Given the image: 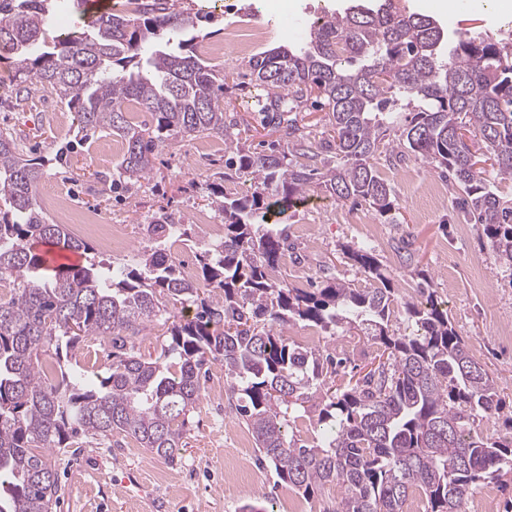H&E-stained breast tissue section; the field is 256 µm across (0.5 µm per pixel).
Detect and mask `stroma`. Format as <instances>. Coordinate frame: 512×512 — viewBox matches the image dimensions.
<instances>
[{
  "mask_svg": "<svg viewBox=\"0 0 512 512\" xmlns=\"http://www.w3.org/2000/svg\"><path fill=\"white\" fill-rule=\"evenodd\" d=\"M349 0H180L182 9H205L198 28L206 41L220 42L225 29L263 27L266 44L298 48L304 45L311 22L345 7ZM411 10L432 17L449 35H486L512 42V0L504 7L485 0H404ZM222 69L224 110L234 115L241 148L257 151L276 140L264 128L261 115L243 108L253 90L248 55L226 48L215 59ZM0 131L16 133L27 159H38L44 175L36 193H59L74 205L96 213L99 223L126 228L132 251L153 246L146 232L155 216L167 214L174 223L192 227L184 246L172 248L175 260L197 261L205 246L198 214H210L207 183L220 184L227 195L249 188L245 173L224 168L223 139L197 136L160 145L154 168L144 180L113 191L112 175L120 160L110 150L116 135L80 130L74 112L41 85L30 87L19 101V76L11 61L0 60ZM398 201L393 220L381 217L368 204L339 201L321 186H311L307 202L282 218L294 245L273 271L292 288L316 287L320 269L362 288L369 280L343 253L344 247L374 248L378 260L400 295L410 297L422 276H430L437 299L468 344L475 359L497 381L500 397L512 410V268L499 263L482 225L465 218L455 193L435 202L426 195L441 174L414 156L382 168ZM313 335L321 349L342 351L345 367L339 382L363 375L378 363L381 345L361 330L345 325L329 334L299 322L288 329L290 341ZM226 399H202L190 418L175 461L152 455L130 438L115 437L84 444L58 466L61 499L55 512H240L254 504L266 512H288L281 498L286 486L273 469L259 465L255 452L244 459L248 476L229 478L226 462L247 427L226 413Z\"/></svg>",
  "mask_w": 512,
  "mask_h": 512,
  "instance_id": "1",
  "label": "stroma"
}]
</instances>
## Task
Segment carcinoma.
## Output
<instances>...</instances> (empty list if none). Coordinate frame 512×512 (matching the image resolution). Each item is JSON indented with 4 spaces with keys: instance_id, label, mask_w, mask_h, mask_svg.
I'll use <instances>...</instances> for the list:
<instances>
[{
    "instance_id": "obj_1",
    "label": "carcinoma",
    "mask_w": 512,
    "mask_h": 512,
    "mask_svg": "<svg viewBox=\"0 0 512 512\" xmlns=\"http://www.w3.org/2000/svg\"><path fill=\"white\" fill-rule=\"evenodd\" d=\"M51 8V0H0V59L54 92L81 130L123 140L112 185L146 178L168 140L212 135L233 145L224 71L195 51L200 15L152 0L131 19L100 15L77 34L50 39ZM446 46L435 20L385 0L330 14L298 50L253 55L254 106L285 143L271 142L266 153L237 147L224 160L252 184L232 198L212 192L224 241L200 257L195 281L181 277L162 247L188 228L164 215L147 225L160 244L131 264L110 273L94 264L49 268L34 243L78 253L91 246L47 221L36 201L42 164L22 158L14 134L0 131V512H52L60 487L50 457L85 438L130 437L174 461L207 365L217 360L230 412L251 430L259 464L307 498L336 488V512H404L416 491L429 512H466L481 484L512 472V437L474 429L479 417L512 425V414L434 301L429 278L418 283V298H399L366 245L349 256L371 288L330 278L304 291L269 276L291 249L269 221L303 203L314 182L393 219L396 197L378 164L407 151L461 192L466 216L512 268V204L489 189L492 174L512 179V44L461 36ZM129 102L155 126L132 123ZM309 106L327 110L333 135L322 147L297 124ZM468 133L484 144L490 168ZM187 304L193 317L175 315ZM400 310L414 333L393 329ZM160 319L167 341L158 357L144 358L137 340ZM298 321L326 332L363 325L387 358L338 385L335 356L289 341ZM100 337L112 344L108 376L94 380L87 367L61 364L63 351ZM51 349L52 374L42 361ZM305 403L318 410L312 442L288 437L289 411Z\"/></svg>"
}]
</instances>
